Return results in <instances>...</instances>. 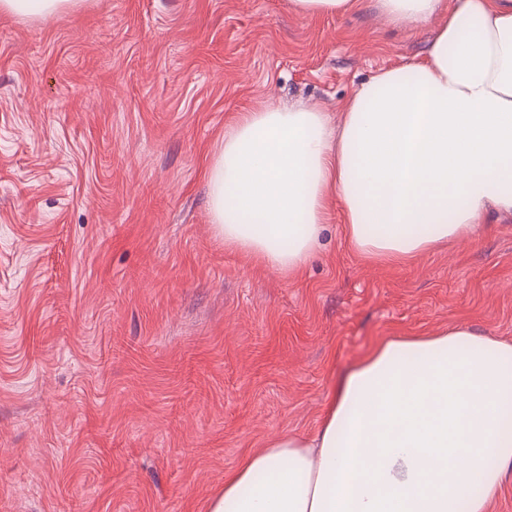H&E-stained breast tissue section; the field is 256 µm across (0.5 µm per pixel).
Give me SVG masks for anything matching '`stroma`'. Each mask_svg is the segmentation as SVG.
I'll return each mask as SVG.
<instances>
[{"label":"stroma","instance_id":"obj_1","mask_svg":"<svg viewBox=\"0 0 512 512\" xmlns=\"http://www.w3.org/2000/svg\"><path fill=\"white\" fill-rule=\"evenodd\" d=\"M287 0L0 13V512H208L250 449L312 431L388 336L512 341V218L406 265L342 222L297 278L225 250L203 173L260 104L341 119L438 22ZM362 0H290L299 15L336 14L352 12L361 6Z\"/></svg>","mask_w":512,"mask_h":512}]
</instances>
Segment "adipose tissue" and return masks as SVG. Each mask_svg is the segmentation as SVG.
<instances>
[{
	"mask_svg": "<svg viewBox=\"0 0 512 512\" xmlns=\"http://www.w3.org/2000/svg\"><path fill=\"white\" fill-rule=\"evenodd\" d=\"M442 15L424 57L377 71L333 124L240 113L204 172L226 248L300 274L342 216L363 258L401 264L512 214V0H378ZM512 343L465 327L389 336L334 387L315 431L225 474L208 512H487L512 469Z\"/></svg>",
	"mask_w": 512,
	"mask_h": 512,
	"instance_id": "obj_1",
	"label": "adipose tissue"
}]
</instances>
